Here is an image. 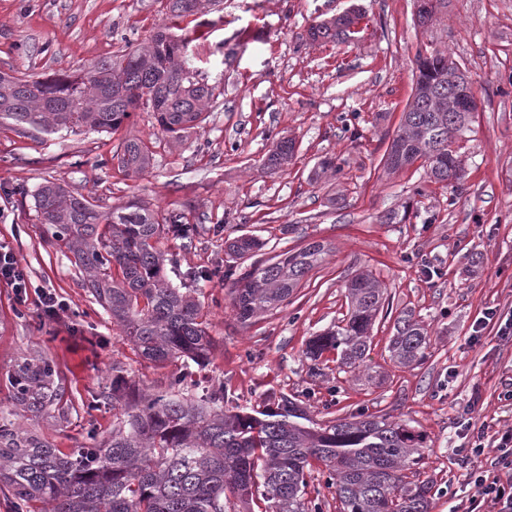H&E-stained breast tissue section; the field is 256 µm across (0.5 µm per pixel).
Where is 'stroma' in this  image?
<instances>
[{
  "instance_id": "stroma-1",
  "label": "stroma",
  "mask_w": 512,
  "mask_h": 512,
  "mask_svg": "<svg viewBox=\"0 0 512 512\" xmlns=\"http://www.w3.org/2000/svg\"><path fill=\"white\" fill-rule=\"evenodd\" d=\"M359 5L358 32L347 42H311V24ZM165 0H0V71L26 78L72 72L137 45L165 22ZM190 39L194 66L215 96L203 128L174 140L151 113L133 112L117 132L39 134L0 127V244L8 246L34 285L69 300L59 321L38 316V298L18 305L0 282V410L9 409L6 376L33 352L52 358L70 407L34 418L63 451L88 444V426L112 428V407L87 410L106 386L113 364L139 385L156 388L176 371L136 355L111 318L82 286L64 245L51 242L37 218L32 190L50 181L98 210L139 199L158 219L182 215L196 225L190 240L165 237L209 313L217 350L196 367L201 389L223 387L230 404L254 413L269 394L299 400L325 426L339 417L387 414L427 436L424 472L436 483L430 512H465L474 493L476 460L461 452L457 422L475 402L474 424L512 428V340L475 322L488 308L512 313V0H448L431 26L420 27L414 0H221L178 24ZM448 52L466 73L478 107L455 144L465 169L453 192L427 179L421 164L385 166L415 86L418 51ZM281 139L295 143L288 164L263 162ZM128 140L153 152L134 177L112 155ZM333 158L339 174L322 173ZM405 221L384 224L388 211ZM259 239L265 260L317 240L333 253L281 308L240 323L230 281L202 279L234 263L233 238ZM373 273L385 306L370 332L367 362L382 372L371 386L324 353L311 374L304 350L312 336L347 312L346 284ZM414 311L432 332L425 362L394 364L388 345L400 311Z\"/></svg>"
}]
</instances>
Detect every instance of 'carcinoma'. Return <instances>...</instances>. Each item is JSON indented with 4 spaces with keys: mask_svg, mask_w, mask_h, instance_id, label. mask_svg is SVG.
Instances as JSON below:
<instances>
[{
    "mask_svg": "<svg viewBox=\"0 0 512 512\" xmlns=\"http://www.w3.org/2000/svg\"><path fill=\"white\" fill-rule=\"evenodd\" d=\"M168 16L194 15L204 0H167ZM356 13L311 25L312 42L346 40ZM189 39L164 24L135 48L106 57L84 70L29 80L0 72V121L44 134L118 130L134 100L147 98L159 130L172 138L202 127L215 86L189 66ZM469 81L459 65L433 49L416 58V83L393 139L386 165L397 170L421 160L428 178L463 189L464 168L452 149L466 128L459 111ZM294 143L280 140L264 166L276 171L292 157ZM153 153L129 140L116 158L129 172H146ZM40 223L62 241L83 272V287L103 307L143 359L163 364L182 360L179 372L153 390L137 387L112 365V381L101 396L112 401V431L95 448L65 453L48 435L20 425L17 411L39 416L61 407L64 390L52 361L34 355L8 374L11 409L0 411V492L15 512H226V494L251 512L253 491L262 489L269 512H321L314 490L308 497L310 461L321 462L324 487L334 490L340 512H429L435 494L421 477L425 435L388 415L349 416L314 428L290 398L269 399L255 416L226 408L224 387L196 396L190 363L210 359L216 342L208 332L202 303L164 274L161 237L189 239L196 233L178 215L159 223L145 205L131 201L104 213L85 197L54 183L32 194ZM244 258L261 249L252 236L229 244ZM329 248L312 241L264 261L253 262L232 282L239 320L281 307ZM348 312L338 325L312 337L310 360L339 352V364L365 362L370 330L383 308V289L370 272L346 285ZM431 334L413 311L399 313L388 351L393 363L423 364Z\"/></svg>",
    "mask_w": 512,
    "mask_h": 512,
    "instance_id": "obj_1",
    "label": "carcinoma"
}]
</instances>
